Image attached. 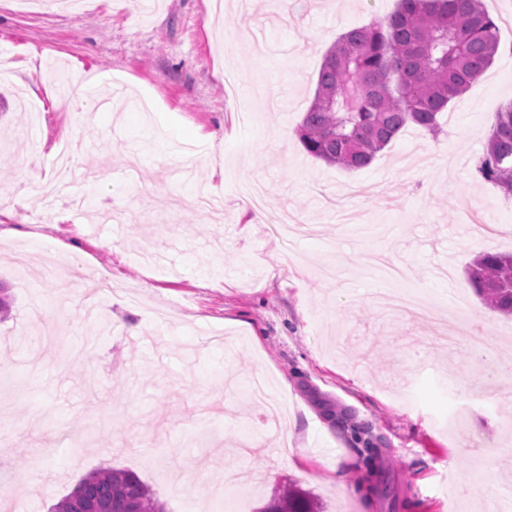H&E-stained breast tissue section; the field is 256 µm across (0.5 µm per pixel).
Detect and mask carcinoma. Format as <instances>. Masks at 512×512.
Masks as SVG:
<instances>
[{"label": "carcinoma", "instance_id": "obj_1", "mask_svg": "<svg viewBox=\"0 0 512 512\" xmlns=\"http://www.w3.org/2000/svg\"><path fill=\"white\" fill-rule=\"evenodd\" d=\"M495 22L480 0H398L383 21L341 34L327 50L297 134L312 157L345 170L369 166L405 128L441 131V114L493 63ZM477 170L512 199V102L494 115ZM485 306L512 316V254L485 253L466 268ZM53 512H165L131 470L85 475ZM257 512H318L297 485Z\"/></svg>", "mask_w": 512, "mask_h": 512}]
</instances>
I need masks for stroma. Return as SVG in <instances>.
I'll return each mask as SVG.
<instances>
[{"label": "stroma", "instance_id": "obj_1", "mask_svg": "<svg viewBox=\"0 0 512 512\" xmlns=\"http://www.w3.org/2000/svg\"><path fill=\"white\" fill-rule=\"evenodd\" d=\"M397 0H0V485L49 512L88 472L130 469L166 512H257L288 483L320 512H493L512 484V316L465 276L512 252V200L481 180L512 54L455 99L438 135L410 127L347 171L296 130L328 48ZM80 72L75 111L54 73ZM117 79L133 112L96 122L88 86ZM109 182L41 201L60 142ZM265 187L252 222L243 181ZM309 226L294 257L267 239ZM408 269L426 308L487 337L381 308L376 266ZM336 267V283L320 269ZM108 271L112 294L88 295ZM139 335H131V327ZM395 488L382 497L383 481Z\"/></svg>", "mask_w": 512, "mask_h": 512}]
</instances>
